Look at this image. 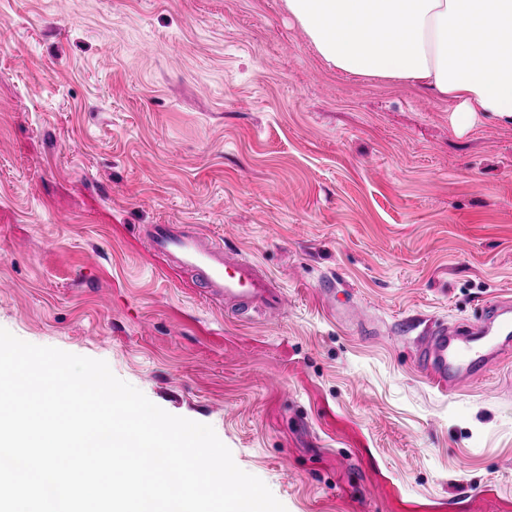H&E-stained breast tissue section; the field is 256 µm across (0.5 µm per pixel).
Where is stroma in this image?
<instances>
[{
  "mask_svg": "<svg viewBox=\"0 0 512 512\" xmlns=\"http://www.w3.org/2000/svg\"><path fill=\"white\" fill-rule=\"evenodd\" d=\"M331 68L284 0H0V327L211 425L287 512H512V352L420 334L512 299V126ZM153 224L255 260L238 317ZM511 310L510 300H496L484 307L481 325L470 330L445 325L428 328L416 348L418 365L435 386L448 393L463 380L477 378L488 363L492 343L497 351L510 347L512 318L505 315Z\"/></svg>",
  "mask_w": 512,
  "mask_h": 512,
  "instance_id": "1",
  "label": "stroma"
}]
</instances>
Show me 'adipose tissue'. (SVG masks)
I'll list each match as a JSON object with an SVG mask.
<instances>
[{
	"label": "adipose tissue",
	"instance_id": "adipose-tissue-1",
	"mask_svg": "<svg viewBox=\"0 0 512 512\" xmlns=\"http://www.w3.org/2000/svg\"><path fill=\"white\" fill-rule=\"evenodd\" d=\"M328 63L454 105L458 131L479 116L512 125V0H285Z\"/></svg>",
	"mask_w": 512,
	"mask_h": 512
}]
</instances>
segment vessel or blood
Wrapping results in <instances>:
<instances>
[{
  "mask_svg": "<svg viewBox=\"0 0 512 512\" xmlns=\"http://www.w3.org/2000/svg\"><path fill=\"white\" fill-rule=\"evenodd\" d=\"M152 251L181 268L199 271L211 298L235 307L238 314L273 313L286 300L258 264L244 257L228 256L223 242L198 232L180 231L170 224H154L149 229ZM512 347V301L501 299L487 304L479 326L428 328L417 348L418 365L432 383L445 392L460 382L477 378L488 363L489 347Z\"/></svg>",
  "mask_w": 512,
  "mask_h": 512,
  "instance_id": "vessel-or-blood-1",
  "label": "vessel or blood"
}]
</instances>
